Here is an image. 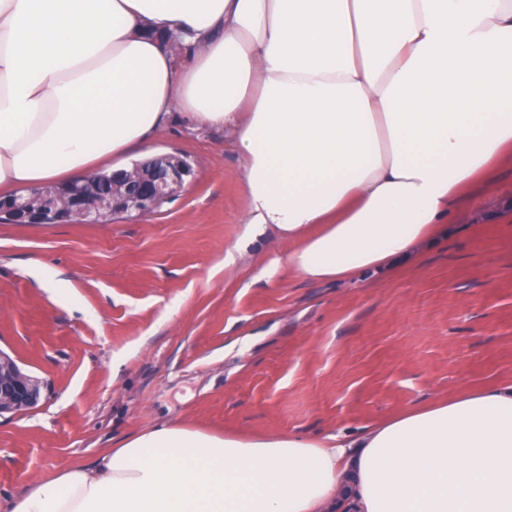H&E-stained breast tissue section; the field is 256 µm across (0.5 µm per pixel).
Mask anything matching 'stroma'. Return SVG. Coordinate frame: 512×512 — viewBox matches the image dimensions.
<instances>
[{"mask_svg": "<svg viewBox=\"0 0 512 512\" xmlns=\"http://www.w3.org/2000/svg\"><path fill=\"white\" fill-rule=\"evenodd\" d=\"M155 147L195 178L151 214L0 222V349L47 384L35 408L0 418L1 507L165 422L319 439L512 380V222L497 218L511 163L416 264L314 282L271 235L241 243L223 131L178 121Z\"/></svg>", "mask_w": 512, "mask_h": 512, "instance_id": "35a3bbf8", "label": "stroma"}]
</instances>
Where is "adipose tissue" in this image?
I'll list each match as a JSON object with an SVG mask.
<instances>
[{"label":"adipose tissue","instance_id":"ef3b65f1","mask_svg":"<svg viewBox=\"0 0 512 512\" xmlns=\"http://www.w3.org/2000/svg\"><path fill=\"white\" fill-rule=\"evenodd\" d=\"M178 116L238 154L244 239L312 281L391 270L512 159V0H0V196ZM5 512H512V382L318 440L163 423Z\"/></svg>","mask_w":512,"mask_h":512}]
</instances>
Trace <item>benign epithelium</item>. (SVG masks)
I'll use <instances>...</instances> for the list:
<instances>
[{"instance_id":"benign-epithelium-1","label":"benign epithelium","mask_w":512,"mask_h":512,"mask_svg":"<svg viewBox=\"0 0 512 512\" xmlns=\"http://www.w3.org/2000/svg\"><path fill=\"white\" fill-rule=\"evenodd\" d=\"M191 165L173 154H158L130 170L93 175L74 187L37 193L23 202L0 199V212L16 224H98L114 214L144 215L191 183ZM45 382L0 350V418L36 406Z\"/></svg>"}]
</instances>
